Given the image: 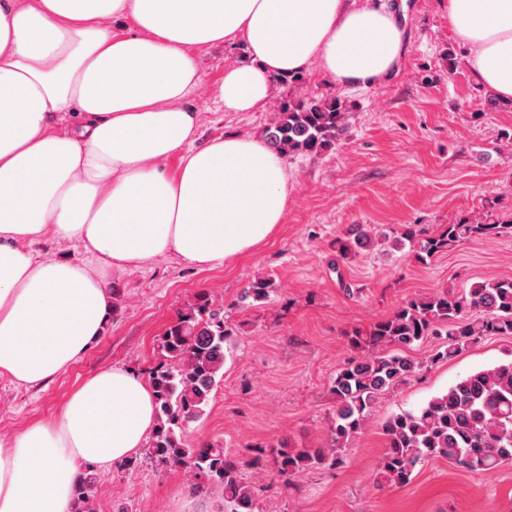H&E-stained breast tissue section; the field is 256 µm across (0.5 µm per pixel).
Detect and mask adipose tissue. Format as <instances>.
Wrapping results in <instances>:
<instances>
[{
	"label": "adipose tissue",
	"instance_id": "obj_1",
	"mask_svg": "<svg viewBox=\"0 0 512 512\" xmlns=\"http://www.w3.org/2000/svg\"><path fill=\"white\" fill-rule=\"evenodd\" d=\"M447 2L474 81L512 102V0ZM239 42L249 60L225 67L219 101L255 112L276 77L312 67L370 86L397 68L405 30L369 0H0V376L35 387L81 360L111 311L108 269L168 255L214 268L283 223L282 154L246 135L194 143L196 51ZM67 111L80 124L57 129ZM44 239L88 259L21 247ZM154 426L148 381L89 376L0 449V512H71L82 465L137 454Z\"/></svg>",
	"mask_w": 512,
	"mask_h": 512
}]
</instances>
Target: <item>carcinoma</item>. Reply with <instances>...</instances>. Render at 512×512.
I'll return each instance as SVG.
<instances>
[{
	"instance_id": "cac0c4a2",
	"label": "carcinoma",
	"mask_w": 512,
	"mask_h": 512,
	"mask_svg": "<svg viewBox=\"0 0 512 512\" xmlns=\"http://www.w3.org/2000/svg\"><path fill=\"white\" fill-rule=\"evenodd\" d=\"M346 112L336 99L285 102L277 120L265 131L267 145L285 155H317L342 134ZM512 235V219L442 224L431 230L408 224L395 245L409 242L424 261L461 243ZM373 245L362 225L336 239L341 259ZM272 281L258 279L242 299L266 300ZM233 329L224 320V306L198 297L162 333L160 363L149 372L155 394L156 423L152 454L189 472L224 501V512H255V486L243 471L262 474L263 455L249 459L220 447L195 448L185 440L189 424L205 411L223 377L225 348ZM492 336H512V277L485 280L462 293L438 292L412 300L389 318L363 333L354 331L350 344L361 351L336 370L330 391L336 398L329 441L319 448H296L286 442L271 446L283 482L312 468L341 462L339 450L362 434L374 406L388 390L420 372L406 354L429 337L441 340L431 361L448 360ZM387 447L377 465L378 483L405 485L418 465L446 460L474 472L490 473L512 463V362L458 379L417 412L392 415L383 425ZM88 478L73 493L74 512H95Z\"/></svg>"
}]
</instances>
